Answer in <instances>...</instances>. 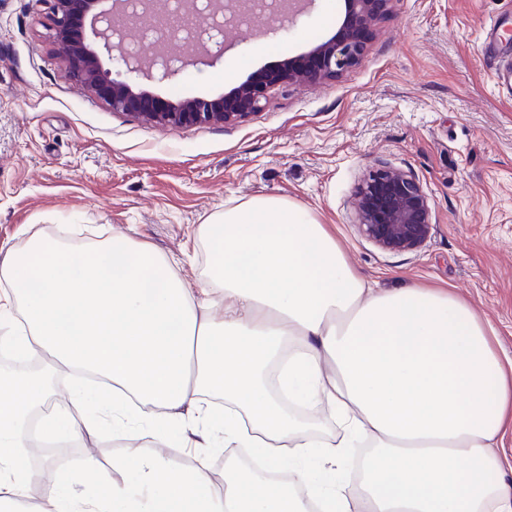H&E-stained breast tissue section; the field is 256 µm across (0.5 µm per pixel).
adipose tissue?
<instances>
[{"mask_svg": "<svg viewBox=\"0 0 512 512\" xmlns=\"http://www.w3.org/2000/svg\"><path fill=\"white\" fill-rule=\"evenodd\" d=\"M221 261L185 288L174 261L128 239L72 245L36 237L0 260V346L49 358L45 376L0 372V512H30L31 434L65 443L103 421L149 438L108 479L93 456L59 470L31 512H512V358L452 293L383 290L356 274L298 205L256 197L202 225ZM85 370L47 413L48 376ZM341 427L324 440L311 416ZM220 433L264 472L172 468L163 443ZM369 446L359 483L338 480ZM288 472L283 483L269 474ZM109 482L107 496L91 492Z\"/></svg>", "mask_w": 512, "mask_h": 512, "instance_id": "ef3b65f1", "label": "adipose tissue"}]
</instances>
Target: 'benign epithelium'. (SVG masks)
<instances>
[{"label":"benign epithelium","mask_w":512,"mask_h":512,"mask_svg":"<svg viewBox=\"0 0 512 512\" xmlns=\"http://www.w3.org/2000/svg\"><path fill=\"white\" fill-rule=\"evenodd\" d=\"M48 5L50 31L59 45V62L67 78L84 92L93 95L129 117L157 126L229 125L241 123L266 103L271 86L295 82L320 83L334 80L345 70L358 65L368 49L365 35L373 34L391 8L393 0H344L345 17L338 34L316 43L305 53L281 61L271 80L250 78L235 86L230 96L234 104L224 107L226 96L162 97L137 83L141 77L172 82L193 65L196 57L175 56L159 49L148 65L132 50L112 59L105 66L102 55L111 52V41L125 37L130 24L129 0H112V7L101 8L103 0H35ZM303 0H275L259 4L255 0H184L176 15L168 18L172 33L160 40L180 38L187 28L183 20L194 16L202 24L201 32L224 28L221 20L237 13L267 10L274 21L268 32L288 31L301 13ZM194 50L203 51L210 63L224 56V38L203 39L190 31ZM358 227L361 234L379 248L390 252H413L427 241L432 230V211L428 196L419 180L410 172L384 162H377L364 175L355 191Z\"/></svg>","instance_id":"obj_1"}]
</instances>
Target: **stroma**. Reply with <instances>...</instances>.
Segmentation results:
<instances>
[{
  "mask_svg": "<svg viewBox=\"0 0 512 512\" xmlns=\"http://www.w3.org/2000/svg\"><path fill=\"white\" fill-rule=\"evenodd\" d=\"M497 16L512 25V0H394L365 59L336 80L274 85L242 123L160 127L79 90L58 64L44 8L0 0V244L125 236L182 260L198 288L219 260L200 226L252 198L281 197L325 224L379 287L467 299L512 356V90L497 87L481 53ZM343 17V0H315L277 37L255 19L223 60L145 87L217 97L331 37ZM380 161L411 171L429 197L433 226L418 251L382 250L358 229L354 190ZM133 445L107 427L65 452L108 470Z\"/></svg>",
  "mask_w": 512,
  "mask_h": 512,
  "instance_id": "35a3bbf8",
  "label": "stroma"
}]
</instances>
